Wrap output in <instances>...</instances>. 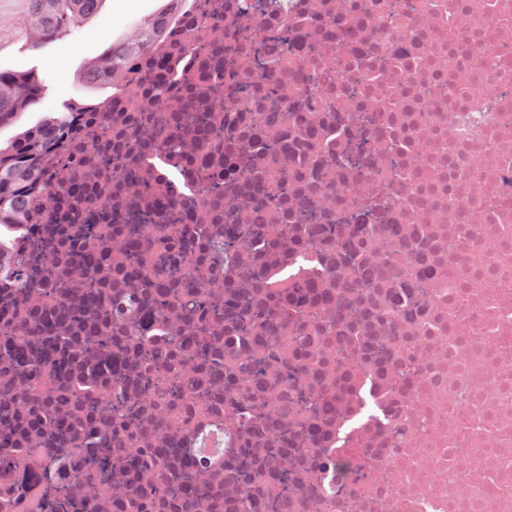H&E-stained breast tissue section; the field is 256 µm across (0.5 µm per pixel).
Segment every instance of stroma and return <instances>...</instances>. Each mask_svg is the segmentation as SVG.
<instances>
[{
  "label": "stroma",
  "instance_id": "stroma-1",
  "mask_svg": "<svg viewBox=\"0 0 512 512\" xmlns=\"http://www.w3.org/2000/svg\"><path fill=\"white\" fill-rule=\"evenodd\" d=\"M30 0H0V71L39 69L48 92L39 105L23 114L12 126L0 128V143L8 144L19 131L33 125L42 113L54 111L57 100L69 93L104 99L105 89L80 87L77 74L125 30L164 8V0H104L98 15L68 38L30 51L26 48Z\"/></svg>",
  "mask_w": 512,
  "mask_h": 512
}]
</instances>
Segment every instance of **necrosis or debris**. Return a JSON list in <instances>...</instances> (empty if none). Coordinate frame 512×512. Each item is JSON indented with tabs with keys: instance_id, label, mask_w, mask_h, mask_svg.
Listing matches in <instances>:
<instances>
[{
	"instance_id": "obj_1",
	"label": "necrosis or debris",
	"mask_w": 512,
	"mask_h": 512,
	"mask_svg": "<svg viewBox=\"0 0 512 512\" xmlns=\"http://www.w3.org/2000/svg\"><path fill=\"white\" fill-rule=\"evenodd\" d=\"M212 24L203 22V15ZM163 37L132 54L98 102L67 99V175L75 189L56 213L59 259L91 252L104 288L146 292L191 284L143 279L118 264L114 241L86 238L70 219L118 228L181 200L175 244L209 264L218 240L242 245L224 261V317L210 321L222 365L177 366L210 393L164 404L143 396L130 360L167 348L176 316L141 309L135 336L117 331L94 361L86 336L111 323L91 307L42 344L64 365L45 394L55 424L92 432L78 396L117 391L141 400L162 436L131 449L110 482L71 487L64 501L16 480L12 512H183L149 487L208 461L201 512H274L282 474L296 478L287 512H512V0H179ZM216 115L207 127L147 154L146 104ZM110 113L108 152L135 158L130 181L97 167L85 132ZM276 144L278 165L267 147ZM208 178L219 195L200 200ZM286 191L269 206L263 194ZM254 224H284L270 244ZM336 233L323 235L322 227ZM44 287H0V325L42 312ZM280 311L285 346L239 331L243 298ZM296 366L318 394L295 412L292 389L249 380L238 362ZM268 404L258 424L252 404ZM36 411H0L9 453L31 461ZM299 437L278 441L281 422Z\"/></svg>"
}]
</instances>
